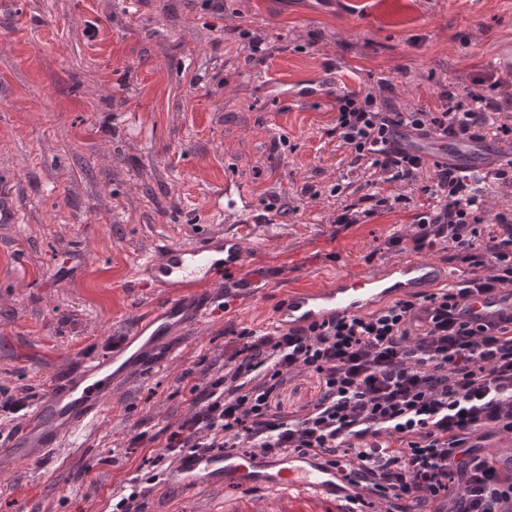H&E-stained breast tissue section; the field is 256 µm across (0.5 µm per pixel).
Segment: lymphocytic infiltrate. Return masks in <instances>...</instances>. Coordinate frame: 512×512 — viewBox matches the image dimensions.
Here are the masks:
<instances>
[{"mask_svg": "<svg viewBox=\"0 0 512 512\" xmlns=\"http://www.w3.org/2000/svg\"><path fill=\"white\" fill-rule=\"evenodd\" d=\"M499 84L491 75L463 93L445 89L436 112L400 109L372 90L336 99V138L355 162L377 181L419 187L434 201L414 214L412 234L389 236L388 248L407 241L417 252L440 248L472 280L306 329L242 330L224 345L220 375L197 381L185 371L189 415L177 427L140 432L134 447L162 448L177 461L214 448L309 450L359 468L368 507L383 502L403 512L408 500L419 512L434 502L447 512H512V476L499 475L479 448L512 436V314L480 323L458 311L473 295L512 293V207L488 214L485 188L489 181L512 188V160L476 177L449 164L431 171L392 139L399 129L419 139L511 135L503 116L512 99L485 93ZM411 201L376 192L345 205L334 222L362 224ZM303 374L316 382L313 398L284 407L282 395ZM159 480L134 471L113 488L111 512H145Z\"/></svg>", "mask_w": 512, "mask_h": 512, "instance_id": "obj_1", "label": "lymphocytic infiltrate"}]
</instances>
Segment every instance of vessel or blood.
<instances>
[{"mask_svg":"<svg viewBox=\"0 0 512 512\" xmlns=\"http://www.w3.org/2000/svg\"><path fill=\"white\" fill-rule=\"evenodd\" d=\"M425 154L449 152L463 157L471 169L480 168L484 154L507 160L511 154L490 141L466 146L441 139ZM247 251L235 230L201 233L188 244H160L137 262L133 276L149 281L162 298L137 316L125 336L113 340L100 357L78 362L52 359V388L33 402L23 431L0 437V448L18 457L33 451L58 453L104 415L103 402L113 388L136 370L152 365L151 354L167 336L194 329L221 301L218 287L229 274L241 272ZM463 280L431 258L412 257L360 276L334 274L317 287L293 289L273 312L275 324L305 328L338 315H353L399 297H410L440 286L459 287ZM512 310V297L491 293L468 300L465 318L494 320ZM164 489L223 491L225 498L247 493L286 496L295 512H354L364 492L359 476L327 463L313 453L275 455L257 449L214 450L184 454L162 480Z\"/></svg>","mask_w":512,"mask_h":512,"instance_id":"b4317fda","label":"vessel or blood"}]
</instances>
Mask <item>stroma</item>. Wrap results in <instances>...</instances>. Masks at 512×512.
Listing matches in <instances>:
<instances>
[{
    "instance_id": "35a3bbf8",
    "label": "stroma",
    "mask_w": 512,
    "mask_h": 512,
    "mask_svg": "<svg viewBox=\"0 0 512 512\" xmlns=\"http://www.w3.org/2000/svg\"><path fill=\"white\" fill-rule=\"evenodd\" d=\"M388 27L377 0H0V352L27 336L65 359L96 357L160 297L132 276L160 243L234 229L225 205L244 186L255 208H284L244 235L259 294L172 337L173 356L105 400L101 425L56 458L0 460V512H108L140 463L131 440L190 410L179 378L224 363V330L261 329L291 288L413 257L386 241L417 206L341 229L338 210L368 193L333 132L345 91L395 88L404 108L438 111L444 86L496 72L512 96V0H407ZM267 44L250 57L241 31ZM346 184L334 196L335 184ZM318 199H310V190ZM85 255L70 271L73 255ZM25 361H0V388L42 395ZM145 512H288L278 495L154 491Z\"/></svg>"
}]
</instances>
